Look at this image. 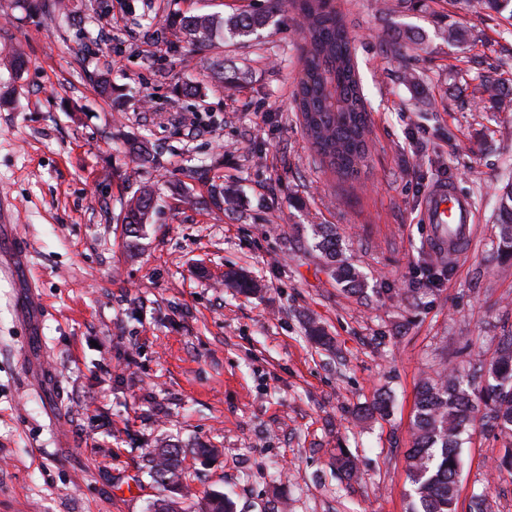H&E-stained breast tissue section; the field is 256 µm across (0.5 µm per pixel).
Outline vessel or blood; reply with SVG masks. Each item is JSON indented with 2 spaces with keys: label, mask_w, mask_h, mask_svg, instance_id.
<instances>
[{
  "label": "vessel or blood",
  "mask_w": 512,
  "mask_h": 512,
  "mask_svg": "<svg viewBox=\"0 0 512 512\" xmlns=\"http://www.w3.org/2000/svg\"><path fill=\"white\" fill-rule=\"evenodd\" d=\"M424 221L431 228L434 252L451 259L469 253L475 234L474 210L469 197L458 193L451 185H435L425 201ZM18 243L12 225L0 226V273H14Z\"/></svg>",
  "instance_id": "b4317fda"
}]
</instances>
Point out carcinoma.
<instances>
[{
	"instance_id": "1",
	"label": "carcinoma",
	"mask_w": 512,
	"mask_h": 512,
	"mask_svg": "<svg viewBox=\"0 0 512 512\" xmlns=\"http://www.w3.org/2000/svg\"><path fill=\"white\" fill-rule=\"evenodd\" d=\"M303 19L305 40L303 68L293 98L297 117L311 149L321 164L345 181L355 180L368 155L370 113L362 93L355 48L343 16L328 0H293ZM446 5H475L512 21V0H442ZM282 0L270 10L252 13L238 9L227 17L214 14L170 13L154 32L164 41L173 36L188 53L213 42L216 34L248 37L265 28ZM448 45L460 47L470 39L467 29L453 24L441 33ZM424 34L405 25L395 29L393 46L420 45ZM478 90L496 99L505 94L504 84L488 75L478 76ZM154 191L141 186L126 205L123 223L136 234L147 223ZM494 223L498 226L497 252L512 260V182L501 188ZM314 247L328 260L336 282L346 291H363L364 280L344 257L332 224L311 225ZM483 408V424L509 439L499 469L512 470V336L490 361L485 378H475L453 368L436 370L421 379L413 418L414 448L407 458V475L413 486L409 512H456L459 495L460 448L473 427L475 412ZM182 449L168 443L154 449L148 459L152 479L172 493L148 507V512H188L191 496L182 468ZM336 470L347 479L358 473L352 454L336 457ZM195 512H234L233 501L218 490H206L194 502Z\"/></svg>"
}]
</instances>
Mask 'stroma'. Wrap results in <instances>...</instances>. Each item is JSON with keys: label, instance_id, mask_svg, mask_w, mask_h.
<instances>
[{"label": "stroma", "instance_id": "1", "mask_svg": "<svg viewBox=\"0 0 512 512\" xmlns=\"http://www.w3.org/2000/svg\"><path fill=\"white\" fill-rule=\"evenodd\" d=\"M71 2L64 18L0 0V197L27 246L16 277L0 275V512H147L164 495L147 474L159 440L221 448L184 465L194 491H224L235 512H408L418 382L444 365L487 367L512 334V261L490 220L512 180V102L474 98L456 74L465 62L512 88V26L493 12L388 16L379 0H335L371 119L351 182L320 166L297 119L303 33L290 5L258 38L220 36L187 61L150 42L148 17L272 0H111L107 13ZM402 23L425 49L389 50ZM451 23L470 47L438 38ZM103 73L114 98L98 93ZM140 137L158 163L131 152ZM143 182L157 208L133 237L122 207ZM438 182L473 202L460 260L430 249L423 205ZM311 224L335 225L363 293L331 277ZM231 271L258 291L225 286ZM31 282L33 331L17 314ZM311 319L330 345L308 339ZM383 393L390 416H360ZM504 444L475 426L457 512L478 494L512 512ZM342 450L358 480L337 473Z\"/></svg>", "mask_w": 512, "mask_h": 512}]
</instances>
